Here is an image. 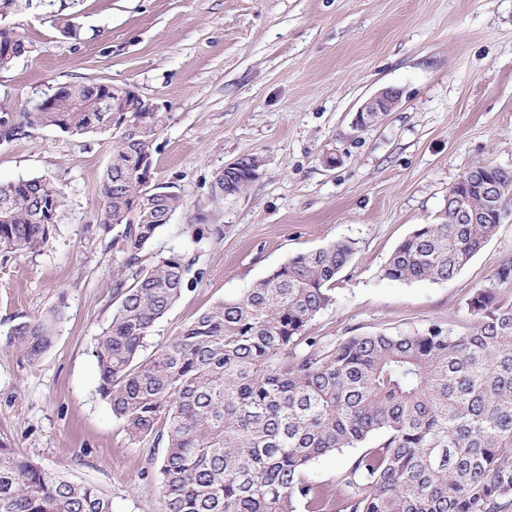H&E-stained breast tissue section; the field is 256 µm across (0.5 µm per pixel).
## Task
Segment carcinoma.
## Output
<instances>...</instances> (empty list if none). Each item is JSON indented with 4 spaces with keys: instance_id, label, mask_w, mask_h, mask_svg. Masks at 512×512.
<instances>
[{
    "instance_id": "1",
    "label": "carcinoma",
    "mask_w": 512,
    "mask_h": 512,
    "mask_svg": "<svg viewBox=\"0 0 512 512\" xmlns=\"http://www.w3.org/2000/svg\"><path fill=\"white\" fill-rule=\"evenodd\" d=\"M36 0H0V21ZM26 52L0 26V70ZM57 112L0 117V146L31 126L76 137L112 133L102 184L103 234L112 248V319L96 345L99 393L133 440L165 444L159 469L168 512H502L512 501V260L477 288L469 318L414 332L359 333L323 343L308 326L335 302L333 284L355 248L333 241L297 253L240 295L198 315L145 353L154 324L181 297L192 261L146 250L180 206L140 173L166 121L163 112ZM64 193L46 177L0 184V256L41 251L54 238ZM473 224L444 208L391 253L384 276L444 282L495 235L496 216L469 194ZM60 312L14 326L9 342L30 361L54 343ZM356 455L336 484L306 479L313 461ZM0 512H112L90 485L58 477L0 442Z\"/></svg>"
}]
</instances>
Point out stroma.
<instances>
[{"instance_id":"35a3bbf8","label":"stroma","mask_w":512,"mask_h":512,"mask_svg":"<svg viewBox=\"0 0 512 512\" xmlns=\"http://www.w3.org/2000/svg\"><path fill=\"white\" fill-rule=\"evenodd\" d=\"M74 9L81 27L71 35L45 2L7 19L28 51L0 71V117L23 120L60 86L103 81L131 85L167 112L154 178L181 205L152 249L192 258L193 284L149 345L332 241L356 253L335 303L308 327L326 341L461 324L473 291L512 259L511 212L451 280L383 275L472 164L512 169V0H74ZM386 86L400 89L398 107L355 129L360 106ZM109 141L37 126L0 146L1 183L46 176L64 192L56 237L0 261V441L96 487L113 512H167L164 445L130 440L97 392L95 347L120 259L98 227ZM329 153L336 167L324 165ZM252 154L258 178L217 195L216 173ZM190 224L203 228L200 243L185 234ZM55 308L52 348L28 361L10 331Z\"/></svg>"}]
</instances>
